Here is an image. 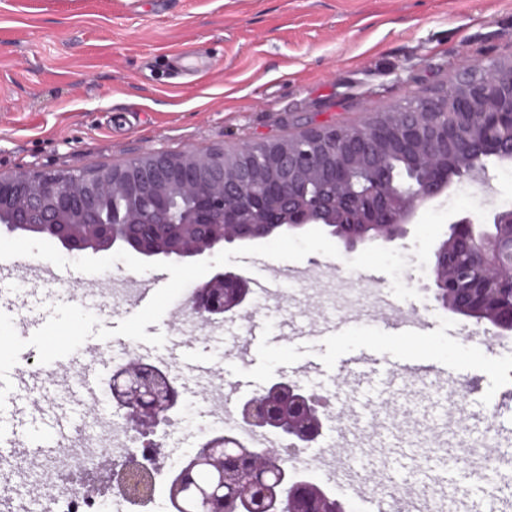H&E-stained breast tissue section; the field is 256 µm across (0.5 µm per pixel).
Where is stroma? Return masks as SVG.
Listing matches in <instances>:
<instances>
[{
    "instance_id": "1",
    "label": "stroma",
    "mask_w": 512,
    "mask_h": 512,
    "mask_svg": "<svg viewBox=\"0 0 512 512\" xmlns=\"http://www.w3.org/2000/svg\"><path fill=\"white\" fill-rule=\"evenodd\" d=\"M512 57V0H0V171H67L114 165L143 152L180 154L246 142L286 140L313 127L356 126L409 95L430 96L455 80L463 60ZM488 189L455 180L427 203L405 237L374 241L332 258L311 254L318 273L290 283L283 295L253 303L269 325L287 316L341 319L373 311L378 278L402 308L434 327L420 350L448 372L439 396L405 387L378 408L388 434L369 430L366 453L406 444V471L428 474L438 512L494 504L512 512V335L497 352L477 338L473 320L439 306L425 271L451 217L512 207V164L490 163ZM137 277L123 263L103 272L94 299L102 326L133 313ZM176 299L148 334L187 343L192 358L239 379L238 408L307 361L331 370L344 352L377 350L390 359L408 348L376 322L343 323L335 334L285 345L259 337L249 361L233 353L245 329L229 315L200 330ZM478 388L457 397V384ZM191 425L160 424L143 433L110 404L81 421L79 446L100 442L101 418L156 448L162 474L190 457L208 434L203 382L179 377ZM67 488L93 491L121 512H174L167 494L138 508L118 492L105 461L75 473Z\"/></svg>"
}]
</instances>
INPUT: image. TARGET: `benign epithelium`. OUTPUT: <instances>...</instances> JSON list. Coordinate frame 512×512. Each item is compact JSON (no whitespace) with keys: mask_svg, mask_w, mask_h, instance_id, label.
I'll return each instance as SVG.
<instances>
[{"mask_svg":"<svg viewBox=\"0 0 512 512\" xmlns=\"http://www.w3.org/2000/svg\"><path fill=\"white\" fill-rule=\"evenodd\" d=\"M448 97L410 96L391 108L392 125L311 128L283 141L181 154L149 151L121 165L77 171L0 172V225L48 237L70 255L130 250L145 258L212 255L226 243L256 242L318 224L346 249L407 234L418 210L487 155L512 162V59L464 64ZM478 224L454 219L428 278L441 307L512 333V209ZM252 306L249 282L221 268L191 292L186 307L205 323ZM108 392L129 423L158 424L182 406L180 391L140 362L121 366ZM321 402L277 382L241 407L243 424L272 432L259 452L229 435L207 438L177 469L170 500L196 512H348L345 501L278 462L323 435ZM144 466L117 473L136 496ZM208 471L204 486L198 474Z\"/></svg>","mask_w":512,"mask_h":512,"instance_id":"1","label":"benign epithelium"}]
</instances>
